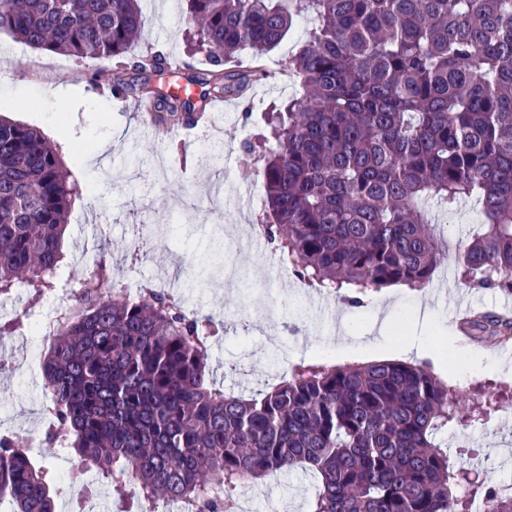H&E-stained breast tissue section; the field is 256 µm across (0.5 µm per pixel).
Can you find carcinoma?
Instances as JSON below:
<instances>
[{
	"mask_svg": "<svg viewBox=\"0 0 512 512\" xmlns=\"http://www.w3.org/2000/svg\"><path fill=\"white\" fill-rule=\"evenodd\" d=\"M190 43L205 67L195 98L151 77L189 65L131 54L139 0H0V38L112 62L109 88L158 126H197L212 98L245 99L261 58L294 20L306 35L282 65L303 93L268 111L271 139L247 141L266 203L258 230L298 277L354 308L392 285L429 286L444 244L423 204L446 214L472 200L483 231L459 251L471 288L512 293V0H186ZM248 52V60L241 53ZM76 191L60 149L0 117V298L24 284L55 291L66 213ZM78 304L49 338L48 443L122 477L123 512L180 502L235 512L242 487L278 471L318 478L312 512H512L492 479L450 462L437 437L460 421L448 385L401 361L292 366L250 398L209 378L205 340L222 325L146 289L128 296L104 258L84 267ZM472 326L496 341L512 322ZM55 512L51 468L0 437V501Z\"/></svg>",
	"mask_w": 512,
	"mask_h": 512,
	"instance_id": "cac0c4a2",
	"label": "carcinoma"
}]
</instances>
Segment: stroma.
<instances>
[{
    "mask_svg": "<svg viewBox=\"0 0 512 512\" xmlns=\"http://www.w3.org/2000/svg\"><path fill=\"white\" fill-rule=\"evenodd\" d=\"M156 11L154 0H141L147 18L137 51L152 48L200 67L201 54L187 40L184 0H164ZM304 23H297L285 39L265 56L268 76L258 82L249 108L234 104L230 117L214 113L216 127L206 145L194 142L189 131L172 130L162 139L144 137L140 114L133 99L112 96L107 85L112 73L108 61H75L54 53L22 47H0V116L40 130L60 146L67 170L82 166L77 181L80 198L69 208L63 238L65 275L77 282L86 259L107 246V265L113 276L127 278L133 286L160 287L164 274L181 273L174 295L192 313L224 324L222 336L208 348L210 376L225 390L251 395L280 382L287 366L317 358L328 349L343 348V363H366L370 358L395 361L403 338L424 339L425 357L433 374L446 380L460 401L463 420L444 436L448 454L462 467L480 459L499 481L512 482V467L503 463L512 451V342L499 348L482 332L462 327L464 311H494L512 318V299L497 290L466 287L457 271L455 252L471 242L482 216L474 202H463L456 212L442 214L429 202L448 248L443 253L428 288L404 292L384 288L372 293L366 307L348 308L335 294H323L333 309L328 325L348 322L349 333L328 332L314 317L309 293L294 275L277 272L266 242L240 249L234 262L240 274L236 288L214 286L223 273L209 246L218 235L250 234L264 206L256 193L246 209L227 208L212 214L187 210L188 198L206 201L212 180L226 189L260 182L259 165L242 144L267 131V110L300 95L299 84L280 78L279 67L289 50L302 38ZM55 96L60 109L45 112L40 95ZM111 138L112 149L84 164L85 153ZM175 224L177 233L150 236L149 263L130 256V225ZM62 300L49 295L30 304L27 289L0 298V319L22 316L24 329L0 349V433L27 440L43 431L42 408L47 401L43 376L18 372L11 365L28 353L43 356L28 332L29 325L51 314ZM493 398L503 409L493 418L474 415L476 399ZM316 481L300 470H287L248 483L242 490L246 512H272L282 503L287 512H310Z\"/></svg>",
    "mask_w": 512,
    "mask_h": 512,
    "instance_id": "stroma-1",
    "label": "stroma"
}]
</instances>
